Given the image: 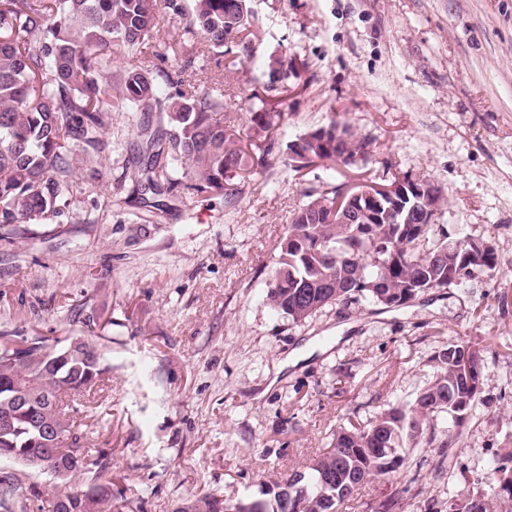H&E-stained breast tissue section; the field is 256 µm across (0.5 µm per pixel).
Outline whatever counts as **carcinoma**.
Wrapping results in <instances>:
<instances>
[{"label": "carcinoma", "instance_id": "obj_1", "mask_svg": "<svg viewBox=\"0 0 512 512\" xmlns=\"http://www.w3.org/2000/svg\"><path fill=\"white\" fill-rule=\"evenodd\" d=\"M179 11L177 0H0V223L29 224L60 213L71 186L73 163L103 145L112 110L156 112L159 127L141 122L139 136L146 161L133 192H173L228 198L243 191L253 172L255 151L271 152L274 132L284 113L281 102L264 98L249 113L241 136L224 101L189 86L160 95L154 71L129 64L112 81V59L133 60L155 37L160 11ZM249 0H194L184 34L199 35L212 50L227 53L252 32ZM299 68L294 59L270 62V76L284 81ZM302 152L293 168L318 164L348 166L370 155L371 140L336 121L297 137ZM349 182L307 195L292 214L280 243L266 302L295 324L306 322L332 304L370 302L402 307L420 294L446 289L475 270L496 267L495 251L482 262L468 258L476 240L436 237L433 224H422L405 204L403 217L386 213L373 224H344L316 219L336 205ZM106 336L85 339L84 350L62 359L72 337L50 339L34 334L0 345V412L17 408L25 396L28 419L0 441V462L28 464L35 456L60 472L50 512H113L114 482L108 455L79 450L82 433L62 409L65 396L98 388L112 372ZM485 349L450 342L437 356V374L407 410L392 407L363 427L336 432L331 448L302 473L281 477L259 497L227 503L198 494L179 503L178 512H340L363 484L398 471L410 449L452 448L461 443L466 420L483 391ZM451 425L437 439L439 414ZM52 423L61 437L48 449L39 425ZM84 476L94 493L73 491L68 483ZM512 500V451L489 474L488 490L448 493L444 512H494V501ZM31 499L17 493L15 476L0 479V512H30Z\"/></svg>", "mask_w": 512, "mask_h": 512}]
</instances>
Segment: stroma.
Listing matches in <instances>:
<instances>
[{
	"instance_id": "1",
	"label": "stroma",
	"mask_w": 512,
	"mask_h": 512,
	"mask_svg": "<svg viewBox=\"0 0 512 512\" xmlns=\"http://www.w3.org/2000/svg\"><path fill=\"white\" fill-rule=\"evenodd\" d=\"M252 36L233 52L184 35L163 10V46L142 62L160 93L174 78L222 95L240 126L270 58L305 61L281 93L270 155L239 196L132 194L142 167L136 114L108 115L102 152L77 164L60 214L0 228V333L107 336L112 371L68 416L86 448L111 455L114 512H172L211 493L231 502L300 469L348 424L409 408L452 341L485 347L483 393L461 446L411 450L372 480L351 512L394 488L391 512L484 489L512 448V0H251ZM183 41V48L170 44ZM340 121L370 137L368 161L307 175L288 147ZM408 174L437 186L449 239L491 244L494 270L408 305L325 307L295 324L266 284L304 194L348 177Z\"/></svg>"
}]
</instances>
